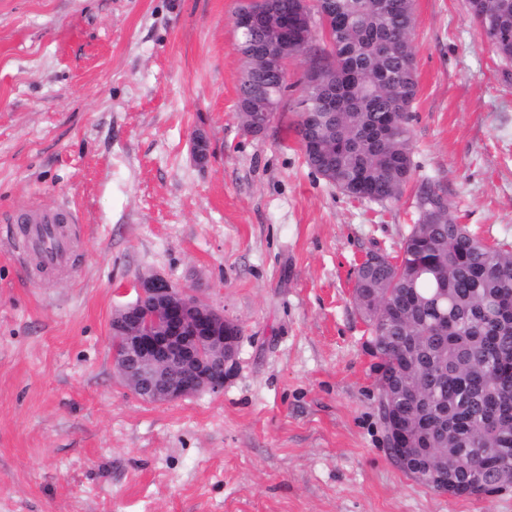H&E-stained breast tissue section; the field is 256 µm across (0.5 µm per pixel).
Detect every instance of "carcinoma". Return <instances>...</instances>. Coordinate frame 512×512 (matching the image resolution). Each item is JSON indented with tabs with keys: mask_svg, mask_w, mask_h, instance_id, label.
<instances>
[{
	"mask_svg": "<svg viewBox=\"0 0 512 512\" xmlns=\"http://www.w3.org/2000/svg\"><path fill=\"white\" fill-rule=\"evenodd\" d=\"M289 16L313 9L329 29V49L308 47L311 68L336 67V86L320 88L330 120L318 126L298 113L295 132L308 167L342 194L387 202L402 197L413 170L408 124L417 95L412 0H274ZM491 48L512 60V0H467ZM274 37L257 27L254 52L239 84L242 124L273 106L286 77L261 53ZM417 224L396 263L358 268L353 303L377 351L370 370L380 417L405 423L409 452L400 468L430 485L428 471L448 475L455 496L477 480L498 490L494 457H512V248L489 244L448 212L440 183L416 192Z\"/></svg>",
	"mask_w": 512,
	"mask_h": 512,
	"instance_id": "cac0c4a2",
	"label": "carcinoma"
}]
</instances>
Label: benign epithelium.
I'll return each instance as SVG.
<instances>
[{
    "label": "benign epithelium",
    "mask_w": 512,
    "mask_h": 512,
    "mask_svg": "<svg viewBox=\"0 0 512 512\" xmlns=\"http://www.w3.org/2000/svg\"><path fill=\"white\" fill-rule=\"evenodd\" d=\"M272 24L288 30V19L278 18L271 0H250L234 18L235 29L243 36ZM295 24L303 36L296 48H289L285 38L273 40L267 48L268 61L284 74L288 60L309 42L304 31H316L305 15H297ZM190 150L198 163H205L210 156L208 137L195 132ZM134 290L136 298L118 308L111 321L117 343L113 366L124 386L143 400L159 404L223 391L238 369L240 325L200 300L194 290L155 273L140 276Z\"/></svg>",
    "instance_id": "obj_1"
}]
</instances>
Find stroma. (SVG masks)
<instances>
[{"mask_svg": "<svg viewBox=\"0 0 512 512\" xmlns=\"http://www.w3.org/2000/svg\"><path fill=\"white\" fill-rule=\"evenodd\" d=\"M238 4L0 0V512H512V487L450 497L399 467L352 300L363 257H399L422 179L512 245V61L467 0H414L413 178L352 199L294 131L306 54L243 129ZM63 211L70 252L39 271L17 219ZM146 273L240 324L223 392L120 383L111 319Z\"/></svg>", "mask_w": 512, "mask_h": 512, "instance_id": "35a3bbf8", "label": "stroma"}]
</instances>
